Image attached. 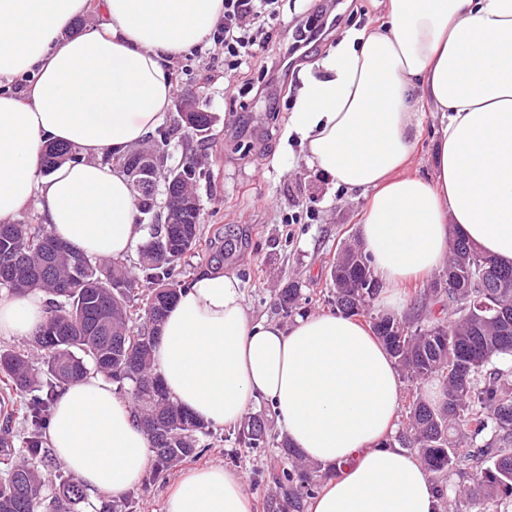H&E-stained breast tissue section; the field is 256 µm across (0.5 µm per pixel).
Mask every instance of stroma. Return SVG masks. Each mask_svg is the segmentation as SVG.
Wrapping results in <instances>:
<instances>
[{
  "instance_id": "obj_1",
  "label": "stroma",
  "mask_w": 512,
  "mask_h": 512,
  "mask_svg": "<svg viewBox=\"0 0 512 512\" xmlns=\"http://www.w3.org/2000/svg\"><path fill=\"white\" fill-rule=\"evenodd\" d=\"M323 8L341 15L337 30L296 53L266 90L258 88V61L226 78L224 48L211 39L171 65L174 101L196 102L213 121L202 139L187 134L176 110H169L162 122L170 132L168 164L177 166L188 154L200 162L193 190L200 201L203 237L218 230L246 234V245L224 271L239 279L248 313L258 322L285 326L300 315L334 312L327 299L330 269L344 242L358 237L367 202L363 192L335 188L304 162L298 142L285 137L302 70L342 33L385 18L384 0H281L268 58L279 60L293 33L317 22ZM292 215L297 218L293 224L288 221ZM291 280L298 281L301 298L295 312L287 313L277 308L273 292ZM200 445V456L172 468L155 484L137 487L128 512H161L169 486L183 471L209 464L243 473L253 512H264L273 490L267 469L276 461L275 448H249L234 429L211 430Z\"/></svg>"
}]
</instances>
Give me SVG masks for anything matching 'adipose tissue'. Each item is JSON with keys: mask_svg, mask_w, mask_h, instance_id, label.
<instances>
[{"mask_svg": "<svg viewBox=\"0 0 512 512\" xmlns=\"http://www.w3.org/2000/svg\"><path fill=\"white\" fill-rule=\"evenodd\" d=\"M89 10L0 0V223L34 204L59 240L121 259L146 230L116 159L162 122L173 59L207 40L224 0H101L104 24L66 36ZM426 107L441 117L429 178L405 171ZM286 136L336 188L369 192L361 239L384 305L402 307L403 285L442 266L453 231L511 264L512 0H386L384 23L347 31L309 67ZM51 141L80 161L43 172ZM45 316L41 293L0 294L2 337L28 338ZM153 364L171 400L215 428L270 402L304 459L339 469L308 512H435L430 473L392 441L400 375L360 321L257 322L235 276L203 272L169 309ZM48 444L87 491L115 498L152 459L131 402L96 373L58 393ZM162 512L252 501L242 473L209 465L180 476Z\"/></svg>", "mask_w": 512, "mask_h": 512, "instance_id": "1", "label": "adipose tissue"}]
</instances>
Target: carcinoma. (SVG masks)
<instances>
[{
    "mask_svg": "<svg viewBox=\"0 0 512 512\" xmlns=\"http://www.w3.org/2000/svg\"><path fill=\"white\" fill-rule=\"evenodd\" d=\"M79 150L49 143L44 170L78 162ZM192 155L170 169L171 205L180 224H158V197L130 185L136 223L147 237L138 244V262L92 260L55 239L43 224H0V290L46 296V317L26 346L0 350V512H80L84 488L60 478L49 502L42 496L39 467H52L45 430L59 389L91 372L112 380L131 396L136 416L151 442L154 467L144 484L195 458L207 426L170 400L152 366L160 328L179 291L189 283L181 261L205 252V267L221 270L229 259L224 240H204ZM333 302L349 316L369 317L410 383L405 428L395 436L413 450L432 475L442 512H512V265L485 255L473 242L451 234L448 256L429 286L414 292L407 315L374 311L381 285L369 256L356 242L344 246L331 267ZM300 288L290 282L275 304L290 312ZM448 308V319L430 316L428 307ZM436 382L440 398L427 399ZM21 425L22 459H15L13 426ZM249 448L268 443L264 418L253 416L240 430ZM282 466L269 473L274 491L267 512H305L322 483L337 474L305 461L284 439L277 442Z\"/></svg>",
    "mask_w": 512,
    "mask_h": 512,
    "instance_id": "cac0c4a2",
    "label": "carcinoma"
}]
</instances>
